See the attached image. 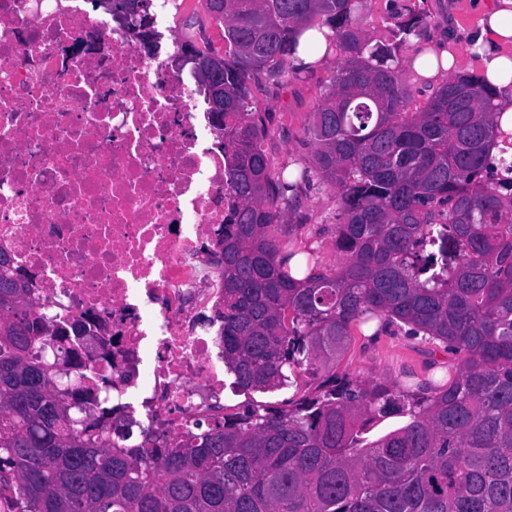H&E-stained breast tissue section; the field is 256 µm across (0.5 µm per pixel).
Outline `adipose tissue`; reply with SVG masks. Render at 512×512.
I'll return each instance as SVG.
<instances>
[{"label": "adipose tissue", "mask_w": 512, "mask_h": 512, "mask_svg": "<svg viewBox=\"0 0 512 512\" xmlns=\"http://www.w3.org/2000/svg\"><path fill=\"white\" fill-rule=\"evenodd\" d=\"M472 46L480 56L484 74L499 89H512V0H497L489 6L471 36Z\"/></svg>", "instance_id": "ef3b65f1"}]
</instances>
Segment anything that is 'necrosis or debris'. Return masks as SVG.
<instances>
[{
	"label": "necrosis or debris",
	"instance_id": "obj_1",
	"mask_svg": "<svg viewBox=\"0 0 512 512\" xmlns=\"http://www.w3.org/2000/svg\"><path fill=\"white\" fill-rule=\"evenodd\" d=\"M179 6L152 0L147 47L90 0H0V249L113 448L183 439L234 391L215 255L235 197Z\"/></svg>",
	"mask_w": 512,
	"mask_h": 512
}]
</instances>
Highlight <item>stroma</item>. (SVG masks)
<instances>
[{
	"instance_id": "35a3bbf8",
	"label": "stroma",
	"mask_w": 512,
	"mask_h": 512,
	"mask_svg": "<svg viewBox=\"0 0 512 512\" xmlns=\"http://www.w3.org/2000/svg\"><path fill=\"white\" fill-rule=\"evenodd\" d=\"M493 0H365L357 14L360 26L374 38L387 42L392 38L399 14L417 6L425 16L422 42L442 51L448 48L460 52L459 72L480 74L479 64L465 55L470 34L476 29L485 6ZM182 35L196 44L209 43L215 48L224 45V28L210 18L203 7L185 8L181 18ZM343 60L338 50L307 72L271 78L252 76L250 104L260 113L265 125L261 147L273 168L298 169L309 164L315 145L308 130L312 117ZM338 207L335 190L327 184L311 188L303 195L297 209L289 211L287 221L300 224L306 235L312 236L323 266L336 265L339 256L326 228L330 226ZM458 354L431 351L419 337L407 335L405 329L390 326L378 335L353 330L348 350L337 366L342 374L359 375L367 379H398L417 383L438 378L443 365H456Z\"/></svg>"
}]
</instances>
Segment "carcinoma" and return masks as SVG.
<instances>
[{
  "instance_id": "obj_1",
  "label": "carcinoma",
  "mask_w": 512,
  "mask_h": 512,
  "mask_svg": "<svg viewBox=\"0 0 512 512\" xmlns=\"http://www.w3.org/2000/svg\"><path fill=\"white\" fill-rule=\"evenodd\" d=\"M223 123L238 205L224 222V369L243 393L305 377L313 390L170 443L153 432L129 450L83 427L56 390L60 353L34 338L46 314L0 252V502L7 512H512V135L500 91L456 74L424 105L399 77L401 46L421 36L409 8L377 41L364 0H224ZM329 27L332 33L323 32ZM308 31L344 62L309 134L312 165L273 174L248 110V79L312 68ZM333 185L339 261L322 266L284 223L314 181ZM404 325L462 353L454 375L412 388L336 374L352 327ZM407 418L375 440L376 422Z\"/></svg>"
}]
</instances>
